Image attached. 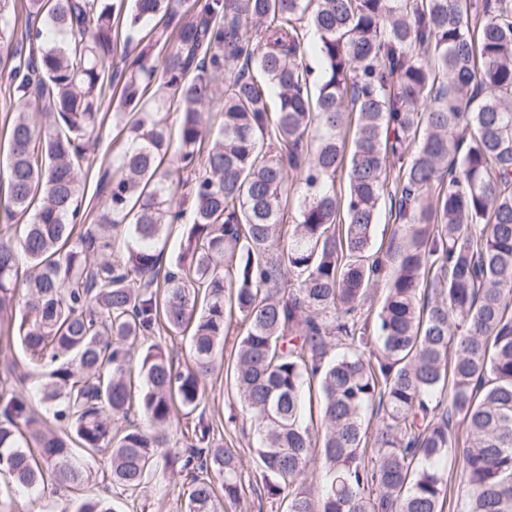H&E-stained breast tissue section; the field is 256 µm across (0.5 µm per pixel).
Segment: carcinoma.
Instances as JSON below:
<instances>
[{"label": "carcinoma", "mask_w": 512, "mask_h": 512, "mask_svg": "<svg viewBox=\"0 0 512 512\" xmlns=\"http://www.w3.org/2000/svg\"><path fill=\"white\" fill-rule=\"evenodd\" d=\"M9 2L0 320L47 381L0 380V474L116 512L161 466L184 512H220L242 475L205 392L236 316L248 481L285 512H445L450 464L455 512H512V0H26L46 26L20 34ZM107 87L127 148L87 208ZM161 329L190 364L143 344ZM177 405L188 453H162ZM78 448L109 455V495Z\"/></svg>", "instance_id": "obj_1"}]
</instances>
